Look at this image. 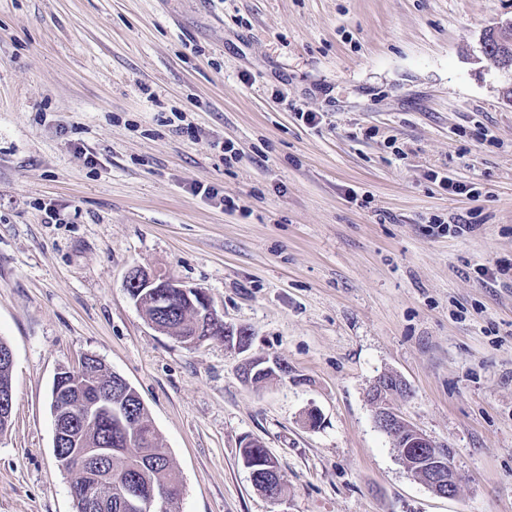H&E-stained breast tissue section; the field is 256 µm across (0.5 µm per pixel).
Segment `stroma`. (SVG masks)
Returning <instances> with one entry per match:
<instances>
[{"label":"stroma","instance_id":"stroma-1","mask_svg":"<svg viewBox=\"0 0 512 512\" xmlns=\"http://www.w3.org/2000/svg\"><path fill=\"white\" fill-rule=\"evenodd\" d=\"M510 20L512 0H0V512H75L50 394L86 354L141 396L178 512H512V69L481 48ZM135 266L205 290L249 351L156 331ZM251 356L288 372L245 382ZM388 373L453 448L456 497L377 427ZM257 440H253L251 438H247L243 441V444L241 446V457L242 460H245L246 462H253L254 460H262V463L256 464L254 466H259L260 471L258 478L254 479V486L256 489L266 495L267 489L270 487L268 491L269 498H271L274 501H279L280 498V492H281V486L280 485H273V483H276L278 478V471L280 472L279 466L277 461L270 456L268 451L264 448V446L259 443L255 445L254 448H249L251 444L256 443ZM245 446H248L244 448ZM280 476L281 472H280ZM280 489V490H279Z\"/></svg>","mask_w":512,"mask_h":512}]
</instances>
